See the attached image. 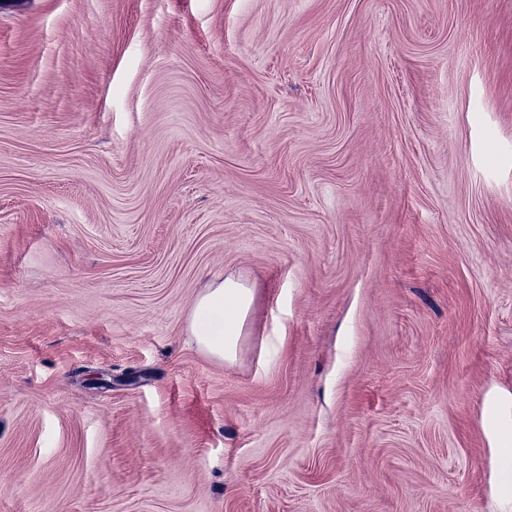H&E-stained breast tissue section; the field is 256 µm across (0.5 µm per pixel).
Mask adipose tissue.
Wrapping results in <instances>:
<instances>
[{
    "label": "adipose tissue",
    "mask_w": 512,
    "mask_h": 512,
    "mask_svg": "<svg viewBox=\"0 0 512 512\" xmlns=\"http://www.w3.org/2000/svg\"><path fill=\"white\" fill-rule=\"evenodd\" d=\"M252 288L232 277L209 284L189 316L198 349L211 358L234 361L252 306Z\"/></svg>",
    "instance_id": "adipose-tissue-1"
}]
</instances>
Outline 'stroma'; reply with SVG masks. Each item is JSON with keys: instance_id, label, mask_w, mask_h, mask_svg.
Wrapping results in <instances>:
<instances>
[{"instance_id": "obj_1", "label": "stroma", "mask_w": 512, "mask_h": 512, "mask_svg": "<svg viewBox=\"0 0 512 512\" xmlns=\"http://www.w3.org/2000/svg\"><path fill=\"white\" fill-rule=\"evenodd\" d=\"M509 448L512 0L0 9V512H512ZM252 288L233 277L209 284L196 298L189 328L198 349L211 358L233 362L252 306Z\"/></svg>"}]
</instances>
